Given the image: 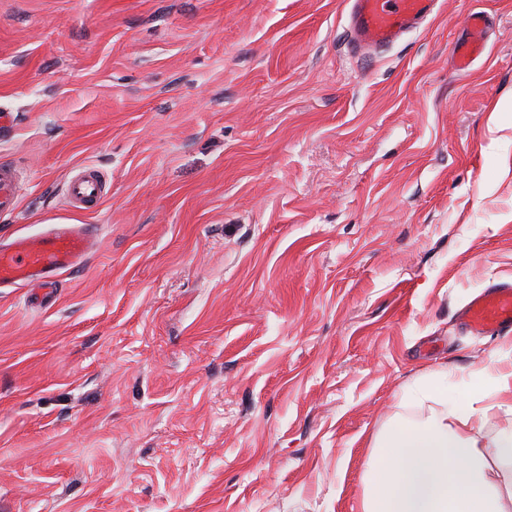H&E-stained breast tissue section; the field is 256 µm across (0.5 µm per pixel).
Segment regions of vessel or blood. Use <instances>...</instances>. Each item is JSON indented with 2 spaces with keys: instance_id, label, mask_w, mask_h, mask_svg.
<instances>
[{
  "instance_id": "b4317fda",
  "label": "vessel or blood",
  "mask_w": 512,
  "mask_h": 512,
  "mask_svg": "<svg viewBox=\"0 0 512 512\" xmlns=\"http://www.w3.org/2000/svg\"><path fill=\"white\" fill-rule=\"evenodd\" d=\"M437 0H350L349 47L361 55L386 47L416 29L431 16ZM487 25L483 13L467 16L471 41L459 49V64L467 66L484 49L482 34ZM73 201L93 205L102 196V185L94 170H86L67 185ZM21 188L11 166H0V213L17 209ZM97 241L91 225L52 224L40 235L19 236L0 247V288H20L37 283L56 288L62 272L81 266ZM460 319L467 331L484 335L512 330V282L490 284L462 308Z\"/></svg>"
}]
</instances>
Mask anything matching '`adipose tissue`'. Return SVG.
Returning <instances> with one entry per match:
<instances>
[{"label":"adipose tissue","instance_id":"ef3b65f1","mask_svg":"<svg viewBox=\"0 0 512 512\" xmlns=\"http://www.w3.org/2000/svg\"><path fill=\"white\" fill-rule=\"evenodd\" d=\"M469 407L448 404V383L429 378L419 401L427 417L389 430L366 474L362 512H512V423L483 450L477 438L490 412H512V372L470 373Z\"/></svg>","mask_w":512,"mask_h":512}]
</instances>
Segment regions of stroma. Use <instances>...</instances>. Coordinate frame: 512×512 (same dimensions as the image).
Returning <instances> with one entry per match:
<instances>
[{"label": "stroma", "instance_id": "35a3bbf8", "mask_svg": "<svg viewBox=\"0 0 512 512\" xmlns=\"http://www.w3.org/2000/svg\"><path fill=\"white\" fill-rule=\"evenodd\" d=\"M347 24L346 0H0V244L99 233L52 296L0 289V512H361L427 377L462 408L472 371H512V334L459 323L512 280V0H439L365 62ZM467 27L472 31V40L459 48V66L466 67L470 60L484 49L482 34L487 25V17L481 12H472L467 16ZM21 196V188L15 179L10 165L0 166V213L12 212L17 209ZM66 190L73 201L89 206L96 204L102 196L101 182L96 172L89 168L70 180Z\"/></svg>", "mask_w": 512, "mask_h": 512}]
</instances>
